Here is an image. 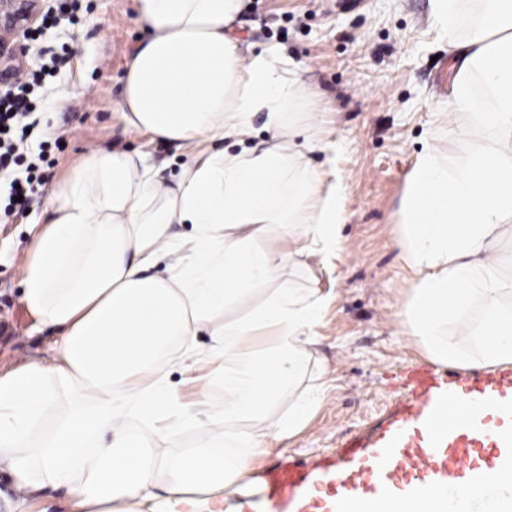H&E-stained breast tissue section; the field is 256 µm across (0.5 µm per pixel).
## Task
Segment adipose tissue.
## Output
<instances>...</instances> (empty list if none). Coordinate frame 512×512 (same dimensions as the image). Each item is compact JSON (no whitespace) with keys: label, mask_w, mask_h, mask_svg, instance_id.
<instances>
[{"label":"adipose tissue","mask_w":512,"mask_h":512,"mask_svg":"<svg viewBox=\"0 0 512 512\" xmlns=\"http://www.w3.org/2000/svg\"><path fill=\"white\" fill-rule=\"evenodd\" d=\"M240 7L139 0L147 36L127 64L121 118L184 149L175 183L149 154L93 146L52 193L20 302L55 333L54 356L0 374V469L23 493L66 488L74 512H221L254 458L317 407L303 372L325 299L281 279L302 256L341 255V195L319 194L323 173L305 160L328 149L323 130L288 119L307 95L300 67L234 38ZM431 16L454 60L449 113L497 139L472 155L418 156L401 205L399 320L437 365H511L512 274L498 248L512 246V0H431ZM259 112L262 148L211 150L249 136ZM175 224L193 235H173ZM171 365L203 371L194 405ZM281 400L286 412L271 414ZM189 424L199 445L173 447ZM337 512L447 509L430 486L396 506L364 498Z\"/></svg>","instance_id":"1"}]
</instances>
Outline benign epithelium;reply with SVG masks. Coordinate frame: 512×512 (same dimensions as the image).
Returning <instances> with one entry per match:
<instances>
[{"mask_svg":"<svg viewBox=\"0 0 512 512\" xmlns=\"http://www.w3.org/2000/svg\"><path fill=\"white\" fill-rule=\"evenodd\" d=\"M43 4L38 0H0V80L8 82L20 71L15 62L23 58L26 45L22 28L34 24Z\"/></svg>","mask_w":512,"mask_h":512,"instance_id":"benign-epithelium-1","label":"benign epithelium"}]
</instances>
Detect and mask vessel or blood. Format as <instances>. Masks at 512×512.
Returning a JSON list of instances; mask_svg holds the SVG:
<instances>
[{
	"instance_id": "vessel-or-blood-1",
	"label": "vessel or blood",
	"mask_w": 512,
	"mask_h": 512,
	"mask_svg": "<svg viewBox=\"0 0 512 512\" xmlns=\"http://www.w3.org/2000/svg\"><path fill=\"white\" fill-rule=\"evenodd\" d=\"M413 402L367 447L352 446L312 475L288 464L272 468L265 512H332L363 497L400 499L437 485L443 500L476 497L512 452V379L475 374L448 385L416 373Z\"/></svg>"
}]
</instances>
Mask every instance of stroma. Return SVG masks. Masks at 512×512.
<instances>
[{
  "label": "stroma",
  "mask_w": 512,
  "mask_h": 512,
  "mask_svg": "<svg viewBox=\"0 0 512 512\" xmlns=\"http://www.w3.org/2000/svg\"><path fill=\"white\" fill-rule=\"evenodd\" d=\"M233 33L308 66L313 92L289 118L302 121L309 111L327 123L345 250L337 262L309 256L285 277L287 286L327 298L307 371L324 382L320 405L301 432L256 459L222 512L260 500L271 467L311 464L371 434L401 408L412 373L433 368L398 319L408 289L401 257L407 176L427 144L470 154L496 138L468 116H441L453 59L431 22L430 0H243ZM145 36L139 0H81L78 26L42 28L29 44L25 66L37 67L63 47L69 62L38 89L36 127L23 150L37 156L48 135L63 146L52 150L55 163L32 201L0 222V319L13 327L11 338L0 340L1 373L52 356L54 334L34 331L20 293L32 227L45 222L51 191L79 154L91 145L143 150L170 175L186 161L174 145L127 132L121 119L126 62ZM66 88L76 96L62 99Z\"/></svg>",
  "instance_id": "1"
}]
</instances>
